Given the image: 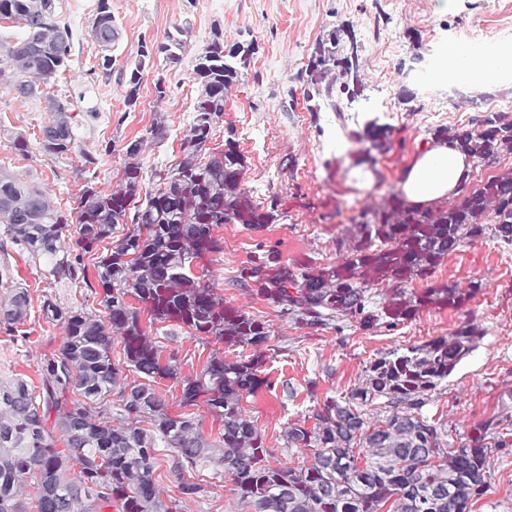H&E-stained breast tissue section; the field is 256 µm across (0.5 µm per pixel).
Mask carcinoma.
<instances>
[{
  "instance_id": "carcinoma-1",
  "label": "carcinoma",
  "mask_w": 512,
  "mask_h": 512,
  "mask_svg": "<svg viewBox=\"0 0 512 512\" xmlns=\"http://www.w3.org/2000/svg\"><path fill=\"white\" fill-rule=\"evenodd\" d=\"M96 10L89 37L98 47V71L107 81L117 72L125 106L134 108L155 59L167 67L182 63L192 28L176 25L158 44L141 41L133 64L116 71L122 28L109 0H97ZM0 20L22 30L19 37L0 38V76L12 75L9 90L16 97L50 104L39 148L53 159L79 156L74 171L82 181L77 206L64 210L36 184L0 172L6 238L0 249L7 243L24 251L49 286L86 285L84 256L112 239L117 225L127 226L95 264L103 311L63 307L52 291H44L39 311L44 322L62 325L59 348L42 363L37 385L20 373L0 377V512H176L178 500H163L158 484L162 448L184 500L210 496L211 486L193 475L205 464L214 474L231 477L239 500L252 512H380L386 505L387 512H468L489 479L488 449H512V422H489L471 443L445 448L437 427L420 416L475 337L477 328L468 321L448 342L375 355L361 386L316 406L312 428L288 426V447L314 449L305 465H273L274 449L264 446L254 422L242 413L241 400L266 383L258 376L257 352L271 329L252 314L224 306L199 263L222 250L213 228L268 224L279 214L260 208L242 188L241 158L231 140L225 151L211 153L207 147L224 116V98L247 63L236 53L224 55L223 33L214 32L197 58L195 115L181 138L180 161L158 176L161 186L146 191L137 161L141 141H132L125 146L121 184L106 192L96 188L88 166L112 149L82 148L69 102L43 91L71 57L73 32L59 0H0ZM338 48L334 37L319 43L304 72L317 101L335 112L332 67ZM476 125L471 131L441 129L436 136L458 143L478 166L512 153L507 113L487 112ZM366 134L372 148L387 146L386 125L372 121ZM347 229L357 244L336 267L312 275L266 256L242 274L241 284L254 285L253 292L308 325L340 316L358 318L366 327H392L425 302L457 306L465 295L455 284L430 288L419 298L402 283L427 275L465 241L489 233L512 244V171L426 210L387 196L357 214ZM380 280L394 288L388 310L377 315L367 310V291ZM128 297L144 305L151 319L178 322L205 342L254 350L252 358L235 362L215 352L199 376L180 381L181 405L194 407L204 398L221 423L218 439L203 435L195 413H168L151 383L178 378L179 353L162 357ZM31 306L26 285L1 291L0 329L19 331ZM116 341L123 345L127 367L145 382L128 380L112 361ZM377 398L386 399L391 410L371 423L363 407ZM146 419L149 429L140 426Z\"/></svg>"
}]
</instances>
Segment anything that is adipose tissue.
Returning <instances> with one entry per match:
<instances>
[{"instance_id": "adipose-tissue-1", "label": "adipose tissue", "mask_w": 512, "mask_h": 512, "mask_svg": "<svg viewBox=\"0 0 512 512\" xmlns=\"http://www.w3.org/2000/svg\"><path fill=\"white\" fill-rule=\"evenodd\" d=\"M463 152L448 144L427 150L407 172L403 192L409 207L425 209L448 199L469 179Z\"/></svg>"}]
</instances>
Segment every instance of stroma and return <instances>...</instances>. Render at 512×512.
<instances>
[{
	"label": "stroma",
	"mask_w": 512,
	"mask_h": 512,
	"mask_svg": "<svg viewBox=\"0 0 512 512\" xmlns=\"http://www.w3.org/2000/svg\"><path fill=\"white\" fill-rule=\"evenodd\" d=\"M122 27L117 66L133 62L141 38L162 40L187 22L193 39L179 67L163 69L168 95L157 100L152 77H145L134 111H127L124 88L93 73L97 49L88 38L96 0H60L74 42L66 70L51 83L52 95L71 102L80 145L98 152L112 145L95 171L98 189L116 188L127 160L125 147L142 140L139 161L146 187L156 172L175 163L180 140L194 116L196 58L212 29L224 34L225 50L251 47L242 78L227 94L224 116L214 128L211 147L233 140L242 159L241 183L254 203L288 211L290 218L259 226L223 224L213 235L224 244L208 265V281L237 308L266 321L272 338L262 358L268 385L244 399L266 447L284 466L309 463L310 450L286 446L289 424L313 427L312 411L329 398H342L361 385L365 367L377 353L404 350L435 339H450L463 322L479 336L429 399L421 413L441 431L445 444L457 446L478 426L512 414V245L484 236L462 244L424 277L407 281L417 295L447 283L466 293L459 306L428 302L395 327H364L359 319L338 318L309 326L284 314L266 298L240 284L244 270L274 255L307 271L338 265L346 253L341 241L351 218L365 206L399 191L417 155L429 148L442 128H471L487 112L512 115V79L474 87L462 105L449 101L444 88L428 90L424 80L434 65H448V51L480 38L495 46L512 45V0H111ZM337 37L356 47L358 94L337 92L336 108H317L301 75L316 45ZM163 109L167 136L145 139L155 109ZM49 118L39 100L21 102L0 85V125L22 133L27 152L0 139V171L38 183L56 204L72 207L81 182L74 159L54 160L38 148L39 128ZM389 127L386 150L370 149L358 139L366 122ZM142 320L151 321L149 313ZM158 342L179 353L180 373L195 377L215 351L212 343L191 336L173 322L151 321ZM63 329L31 312L23 332L0 329V376L6 371L38 380L46 356L56 351ZM490 480L471 512H512V454L489 453ZM212 485L209 498L183 502L181 512H249L229 478L201 468Z\"/></svg>",
	"instance_id": "obj_1"
}]
</instances>
